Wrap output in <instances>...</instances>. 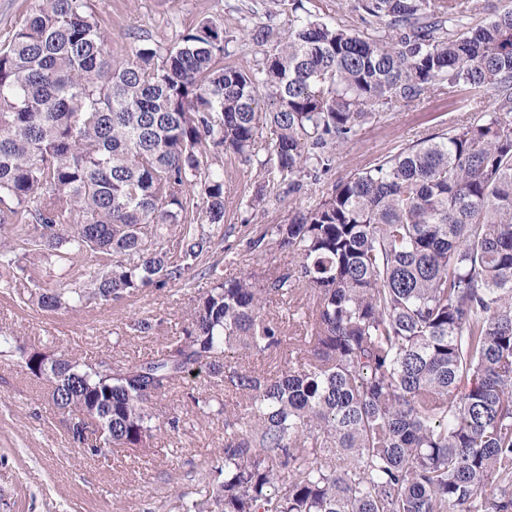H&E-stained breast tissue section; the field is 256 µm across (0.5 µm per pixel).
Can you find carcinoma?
Instances as JSON below:
<instances>
[{"label":"carcinoma","instance_id":"carcinoma-1","mask_svg":"<svg viewBox=\"0 0 512 512\" xmlns=\"http://www.w3.org/2000/svg\"><path fill=\"white\" fill-rule=\"evenodd\" d=\"M281 2L292 26L252 69L224 64L213 16L122 59L98 0H37L15 21L0 43V288L77 311L210 283L141 363L23 349L21 363L77 415L71 443L103 458L178 433L179 418L153 420L202 373L242 397L244 414L224 409V480L187 512H512V12L462 32L460 0H354L388 29L374 39ZM464 88L493 110L249 240L286 264L230 280L203 265L224 223L218 164L251 159L260 129L275 133L261 166L296 193L384 108ZM303 290L296 358L272 376L229 359L280 349L265 305Z\"/></svg>","mask_w":512,"mask_h":512}]
</instances>
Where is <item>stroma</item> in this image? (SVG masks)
Masks as SVG:
<instances>
[{
	"instance_id": "obj_1",
	"label": "stroma",
	"mask_w": 512,
	"mask_h": 512,
	"mask_svg": "<svg viewBox=\"0 0 512 512\" xmlns=\"http://www.w3.org/2000/svg\"><path fill=\"white\" fill-rule=\"evenodd\" d=\"M307 6L313 14L362 35L382 38L387 33L384 25L364 23L352 11L350 0H308ZM101 8L110 22L116 58L131 56L136 37L171 45L202 18L218 16L231 38L229 63L249 69L262 58L251 39L254 30L268 25L282 35L290 25L287 12L266 15L263 0H101ZM473 99L480 101L483 111H492L491 94L474 89L441 94L415 107L384 110L378 121L364 125L338 150L331 169L317 184L293 195L267 181L260 168L274 137L270 128H263L251 161L230 153L223 157V239L212 260L223 264L228 280L283 265L286 257L278 250L249 253V239L284 223L289 212L314 205L350 173L438 132L448 119L467 120ZM260 189L266 194L264 209L247 208V200ZM206 285L199 279L186 287L170 285L121 304L80 311H45L0 293V336L8 337L14 347L66 350L86 363L109 360L129 365L180 334L183 315ZM136 313L155 319L157 326L150 334L130 329L129 320ZM187 391L175 389L163 407L164 415L179 416L178 434L158 432L149 448L118 449L104 459L69 444L66 416L53 407L47 379L28 374L16 357L0 356V512H186L187 503L208 494L224 478V415L216 405L223 402L233 409L240 403L238 396L225 393L205 375L195 380L191 391L211 399V409L187 403Z\"/></svg>"
}]
</instances>
